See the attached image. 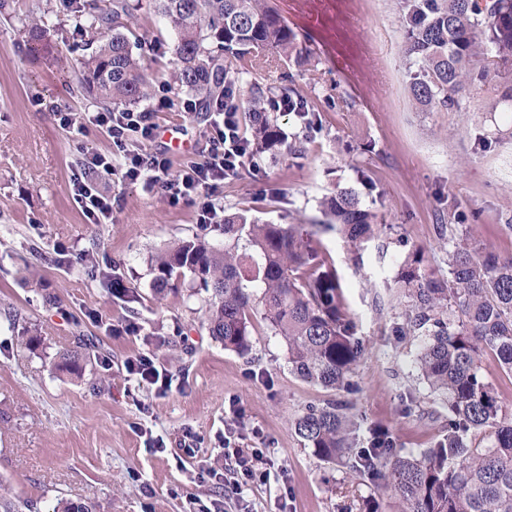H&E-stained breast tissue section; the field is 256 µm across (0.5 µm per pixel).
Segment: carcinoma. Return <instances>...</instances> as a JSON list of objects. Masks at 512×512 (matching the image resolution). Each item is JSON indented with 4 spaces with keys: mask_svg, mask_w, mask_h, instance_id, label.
I'll return each mask as SVG.
<instances>
[{
    "mask_svg": "<svg viewBox=\"0 0 512 512\" xmlns=\"http://www.w3.org/2000/svg\"><path fill=\"white\" fill-rule=\"evenodd\" d=\"M135 0H88L76 5L77 29L92 47L79 77L100 103L137 105L149 97L140 59L126 31ZM177 35L174 90L211 103L224 96L235 61L268 62V55L304 67L311 49L298 39L271 0H154ZM403 53L414 70L409 91L421 107L458 112L463 93L493 90L512 104V0H399ZM301 103L304 127L320 116L291 86H252L241 100L253 117L249 145L276 152L286 145L268 101ZM327 229L336 228L357 253L375 235L374 215L359 192L338 188L325 199ZM245 245H239L240 241ZM157 293L184 273L208 293L209 333L224 349L246 355L252 317L259 313L287 347L288 364L303 380L352 393L364 353L336 267L311 245L301 224H256L244 215L224 219V248L202 237L182 240L152 260ZM405 302L396 327L419 340L416 362L431 391L448 409V433L418 454L395 449L390 430L368 429L361 445L354 403L311 408L293 422L295 434L328 463L344 465L373 494L360 512H382L376 498L390 492L400 512H512V411L481 373L494 353L512 375V256L501 258L468 236L448 251V275L426 269L424 252L409 250L395 278Z\"/></svg>",
    "mask_w": 512,
    "mask_h": 512,
    "instance_id": "obj_1",
    "label": "carcinoma"
}]
</instances>
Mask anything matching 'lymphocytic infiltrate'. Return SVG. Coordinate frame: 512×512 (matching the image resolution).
<instances>
[{
	"label": "lymphocytic infiltrate",
	"instance_id": "f902f5d3",
	"mask_svg": "<svg viewBox=\"0 0 512 512\" xmlns=\"http://www.w3.org/2000/svg\"><path fill=\"white\" fill-rule=\"evenodd\" d=\"M214 108L217 120L204 158L187 160L176 172L171 171L166 153L144 148L156 136L151 112L122 109L63 114L62 122L79 132H86L91 125L105 129L122 158L116 166L111 156L91 147L83 149V160L74 168L71 182L74 198L88 222L104 224L112 216L111 198L101 192L96 182L97 176L107 175L123 182H140L149 189L161 188L174 204L192 196L203 197L199 223H217L219 215L213 196L224 181L253 168L255 161L241 126V107L236 97L218 99Z\"/></svg>",
	"mask_w": 512,
	"mask_h": 512
}]
</instances>
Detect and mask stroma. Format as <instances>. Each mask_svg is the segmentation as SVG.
<instances>
[{
    "label": "stroma",
    "instance_id": "35a3bbf8",
    "mask_svg": "<svg viewBox=\"0 0 512 512\" xmlns=\"http://www.w3.org/2000/svg\"><path fill=\"white\" fill-rule=\"evenodd\" d=\"M45 11L43 51L26 52L23 14L0 12V485L53 512L82 499L96 512H357L369 487L305 448L292 421L339 392L307 383L288 366L281 337L254 318L251 351L226 350L205 320L207 294L185 274L154 290L151 257L196 235L224 244V227L201 224L199 201L170 204L161 189L102 179L112 220L88 223L73 199L78 146L111 153L103 131L65 126L63 112H95L77 83L89 49L69 0H26ZM397 0H275L315 67L281 65L241 72L238 90L278 85L292 74L319 110L306 132L278 113L287 149L258 154L259 172L225 182V213L258 222L321 224L322 203L367 172L379 191L362 194L379 232L352 260L340 233L314 235L335 264L366 344L356 368L357 406L366 426L388 427L395 445L419 452L446 434L448 412L414 364L418 342L393 331L402 321L398 261L422 249L431 269L448 271L461 233L512 256V108H490L473 89L458 112L419 110L407 90ZM133 32L152 84L156 147L172 167L203 158L214 115L190 94H174L176 36L151 0ZM122 291H114L113 282ZM79 351L80 376L56 368ZM151 357L164 377L130 376L128 359ZM244 418L233 440L262 449L269 475L242 497L224 494V429ZM195 455L184 458L183 446Z\"/></svg>",
    "mask_w": 512,
    "mask_h": 512
}]
</instances>
